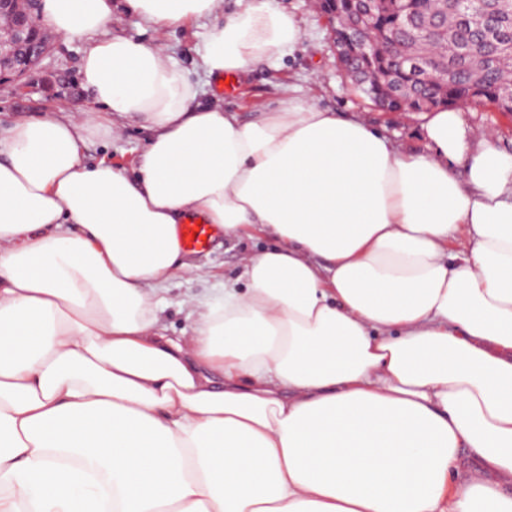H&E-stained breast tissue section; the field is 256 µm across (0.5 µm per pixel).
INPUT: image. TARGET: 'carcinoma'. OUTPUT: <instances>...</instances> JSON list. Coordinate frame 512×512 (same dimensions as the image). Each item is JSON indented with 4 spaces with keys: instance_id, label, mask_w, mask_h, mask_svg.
I'll return each instance as SVG.
<instances>
[{
    "instance_id": "1",
    "label": "carcinoma",
    "mask_w": 512,
    "mask_h": 512,
    "mask_svg": "<svg viewBox=\"0 0 512 512\" xmlns=\"http://www.w3.org/2000/svg\"><path fill=\"white\" fill-rule=\"evenodd\" d=\"M404 10L422 24L409 28L389 8L386 0L374 3L371 21L375 37L405 44L412 53L431 52L436 57L434 80L425 81L402 66L394 55L380 56L382 69L372 81L356 85L369 100L394 91L414 108L429 99L441 103L447 98L456 104L490 105L499 112L512 103V79L508 77L512 59L503 52L497 63L486 61L482 33L465 21L458 0H397Z\"/></svg>"
}]
</instances>
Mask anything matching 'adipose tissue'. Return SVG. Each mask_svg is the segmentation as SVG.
Returning <instances> with one entry per match:
<instances>
[{"instance_id": "adipose-tissue-1", "label": "adipose tissue", "mask_w": 512, "mask_h": 512, "mask_svg": "<svg viewBox=\"0 0 512 512\" xmlns=\"http://www.w3.org/2000/svg\"><path fill=\"white\" fill-rule=\"evenodd\" d=\"M126 2L161 32L222 4ZM238 5L207 75L300 39L272 0ZM41 12L86 38L97 108L0 133V512H512V154L450 108L405 152L293 88L246 121L107 34L112 0ZM128 118L153 132L135 175L83 164ZM193 217L274 243L169 336Z\"/></svg>"}]
</instances>
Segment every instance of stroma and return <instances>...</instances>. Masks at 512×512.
Instances as JSON below:
<instances>
[{
	"instance_id": "stroma-1",
	"label": "stroma",
	"mask_w": 512,
	"mask_h": 512,
	"mask_svg": "<svg viewBox=\"0 0 512 512\" xmlns=\"http://www.w3.org/2000/svg\"><path fill=\"white\" fill-rule=\"evenodd\" d=\"M276 4L301 21L302 34L294 51L277 65L261 66L241 75L236 90L224 96L217 91V77L203 75L197 67L198 48L203 33L211 25L210 20L190 27H176L160 36L151 25L126 9L125 0H113L112 19L106 30L147 43L161 42L168 56L189 70L193 78L202 81L206 100L237 110L245 119H252L254 110L275 105L283 90L293 86L301 95L314 98L319 105L338 111L342 116L362 118L404 149L426 152L427 113L385 112L359 93L337 59L331 25L314 0H276ZM51 38L48 56L24 79H0L1 128L21 119L63 112L76 104L93 108L94 103L79 73L84 40L56 32ZM461 117L466 129L490 133L499 149L512 153V114L488 106H465ZM151 137L149 128L138 120L129 119L115 128L111 140L89 141L82 149V159L88 164L104 159L130 172ZM270 244V239L257 234L229 237L220 233L207 250L187 253L188 272L174 279L165 293L167 307L160 324L168 335L189 334L194 321L190 299L212 293L224 280L237 277L244 258Z\"/></svg>"
}]
</instances>
